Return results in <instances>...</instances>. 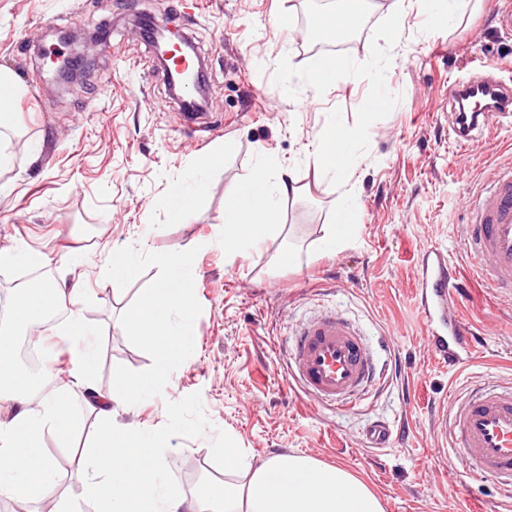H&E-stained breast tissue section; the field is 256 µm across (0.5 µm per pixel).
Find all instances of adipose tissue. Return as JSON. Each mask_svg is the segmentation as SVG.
<instances>
[{
	"instance_id": "adipose-tissue-1",
	"label": "adipose tissue",
	"mask_w": 512,
	"mask_h": 512,
	"mask_svg": "<svg viewBox=\"0 0 512 512\" xmlns=\"http://www.w3.org/2000/svg\"><path fill=\"white\" fill-rule=\"evenodd\" d=\"M293 168L260 154L252 174L232 187L224 205V252L245 260L261 256L262 243L281 235V204L297 195ZM155 263L163 277L127 315L125 326L154 349L151 373L129 377L117 374L112 390H96V351L83 347L72 353L71 387L91 393L100 418L97 435L85 448L86 461L99 470L82 486L81 498L94 512H384L380 499L344 467L330 466L297 453L280 454L259 464L246 461L240 449L225 447L226 481L208 500L190 498L163 480L162 455L154 439L138 428L117 421L113 405L138 400L186 357L193 308L185 286V256L158 255ZM63 288H37L13 308L37 328L42 314L62 310ZM0 380L9 382V398L16 409L8 423L0 424V490L29 498L51 493L58 475L42 444L46 432L61 436L77 429L81 412L61 389L32 409L28 401L29 376L17 366L13 336H0Z\"/></svg>"
}]
</instances>
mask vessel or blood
<instances>
[{
  "instance_id": "obj_1",
  "label": "vessel or blood",
  "mask_w": 512,
  "mask_h": 512,
  "mask_svg": "<svg viewBox=\"0 0 512 512\" xmlns=\"http://www.w3.org/2000/svg\"><path fill=\"white\" fill-rule=\"evenodd\" d=\"M448 132L464 145L485 135L492 125L512 123V81L491 72L462 79L448 87ZM469 221L466 251L478 258L471 275L492 294L512 300V163L495 168L467 189ZM448 258L438 249L422 252L416 291L435 358L457 366L473 348V331L458 318L448 319L462 295ZM289 377L314 402L348 408L375 380L363 332L346 317L327 310L301 320L287 342ZM434 425L452 449L461 451L469 473L496 479L512 497V386L500 382L469 386L464 395L442 404ZM367 447L387 448L394 432L377 420L363 432Z\"/></svg>"
}]
</instances>
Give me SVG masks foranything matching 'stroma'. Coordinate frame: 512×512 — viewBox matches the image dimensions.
Listing matches in <instances>:
<instances>
[{
	"mask_svg": "<svg viewBox=\"0 0 512 512\" xmlns=\"http://www.w3.org/2000/svg\"><path fill=\"white\" fill-rule=\"evenodd\" d=\"M342 0H0V69L24 96L28 118H7L0 137L11 155L0 168V251L24 243L42 252L50 281L81 282L65 294L93 328L95 384L109 391L115 373H149L150 346L123 319L162 275L152 257H190L194 309L191 348L165 384L118 421L139 427L162 446L167 479L200 497L195 475L224 483L225 442L252 463L298 453L347 467L371 484L384 512H512V499L489 477L467 472L463 457L446 466L430 415L451 388L476 380L512 382V318L499 316L489 294L472 285L460 315L476 333L474 349L451 368L434 357L420 314L414 271L420 250L436 247L460 272L464 253L463 191L498 163H512V125L459 147L448 139V82L475 75L481 62L512 77V36L495 16L512 0H469L449 24L442 12L424 19L416 0L392 49L387 86L402 100L369 130V148L355 175L359 198L355 239L333 253L316 242L339 196L317 170L299 165L305 146L321 135L328 113L341 109L354 124L367 81L343 78L309 103L311 91L287 97L274 83L281 58L312 61L306 33L313 18ZM137 14L164 19L196 44L207 66L209 107L196 125L181 124L164 74L134 23ZM104 26L109 37L89 45L88 73L59 84L47 51L65 55L61 31L84 35ZM236 150L220 165L202 163L225 141ZM297 162L299 192L281 206L289 236L265 243L260 261L224 253V202L248 177L259 153ZM205 174L207 194L191 212L173 217L174 185ZM298 256L275 263L287 246ZM141 256L137 272L113 278V250ZM362 329L390 378L349 410L309 401L287 378L284 344L292 324L325 309ZM390 421L392 447H363L368 421ZM99 423L83 413L69 437L43 436L59 475L54 495L20 499L0 494V512H51L57 497L79 500L87 475L80 448Z\"/></svg>",
	"mask_w": 512,
	"mask_h": 512,
	"instance_id": "35a3bbf8",
	"label": "stroma"
}]
</instances>
